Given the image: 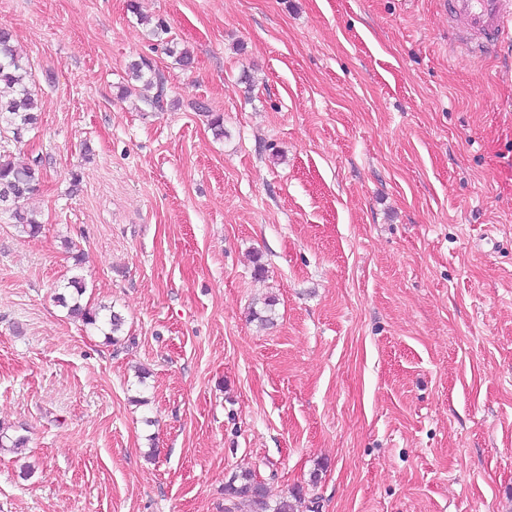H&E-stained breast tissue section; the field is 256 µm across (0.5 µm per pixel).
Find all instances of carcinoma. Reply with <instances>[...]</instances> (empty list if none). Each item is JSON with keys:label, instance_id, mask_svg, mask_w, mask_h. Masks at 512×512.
<instances>
[{"label": "carcinoma", "instance_id": "1", "mask_svg": "<svg viewBox=\"0 0 512 512\" xmlns=\"http://www.w3.org/2000/svg\"><path fill=\"white\" fill-rule=\"evenodd\" d=\"M131 74L132 79L154 90L153 95L145 98V104L154 110L163 109L166 97L164 81L152 63L143 59L131 64ZM0 83L11 90L10 97L0 98V135L10 134L17 141L37 123L39 107L31 72L8 32H0ZM38 174L37 160L25 166H17L9 159H0V210L11 213L16 228L29 236L38 234L41 225L21 210V203L35 189ZM69 287L73 288L72 300L61 295L57 297L58 302L83 324L108 328L107 339L110 342L119 341L118 335L124 324L122 315L104 305L99 308L82 305L79 297L86 291L83 278H71ZM224 496V512H239L242 500L249 502L252 512H294L292 504L287 500L270 504L264 483L246 468L230 477L224 486Z\"/></svg>", "mask_w": 512, "mask_h": 512}]
</instances>
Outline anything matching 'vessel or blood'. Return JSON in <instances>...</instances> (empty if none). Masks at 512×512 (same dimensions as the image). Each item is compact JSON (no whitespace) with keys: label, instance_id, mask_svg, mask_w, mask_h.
Segmentation results:
<instances>
[{"label":"vessel or blood","instance_id":"1","mask_svg":"<svg viewBox=\"0 0 512 512\" xmlns=\"http://www.w3.org/2000/svg\"><path fill=\"white\" fill-rule=\"evenodd\" d=\"M450 9L466 25L454 43L467 53L485 56L512 40V0H450Z\"/></svg>","mask_w":512,"mask_h":512}]
</instances>
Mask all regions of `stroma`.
I'll list each match as a JSON object with an SVG mask.
<instances>
[{"label": "stroma", "instance_id": "obj_1", "mask_svg": "<svg viewBox=\"0 0 512 512\" xmlns=\"http://www.w3.org/2000/svg\"><path fill=\"white\" fill-rule=\"evenodd\" d=\"M1 29L41 230L0 213V512H224L243 467L299 512H512V43L450 48L448 0H0ZM74 276L118 343L56 302ZM0 83L11 90L10 97L0 98V139L12 134L18 141L37 123L39 107L31 72L8 32H0ZM130 70L132 79L142 82L149 89H154L153 95L145 98V104L150 109L163 110L166 93L164 81L159 71H156L152 63L146 59L131 64Z\"/></svg>", "mask_w": 512, "mask_h": 512}]
</instances>
